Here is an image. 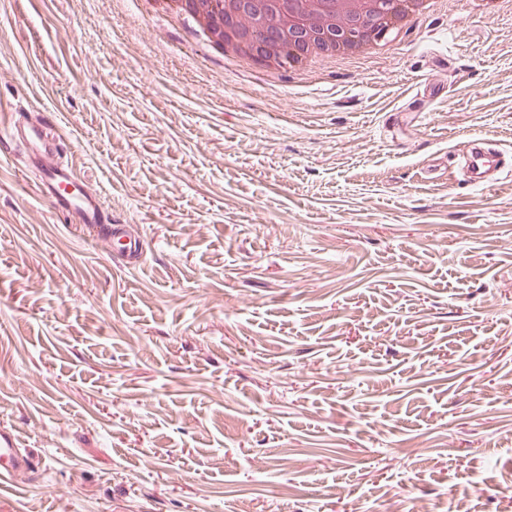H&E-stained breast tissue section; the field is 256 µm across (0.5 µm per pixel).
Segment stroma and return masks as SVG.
<instances>
[{
  "instance_id": "1",
  "label": "stroma",
  "mask_w": 512,
  "mask_h": 512,
  "mask_svg": "<svg viewBox=\"0 0 512 512\" xmlns=\"http://www.w3.org/2000/svg\"><path fill=\"white\" fill-rule=\"evenodd\" d=\"M155 0H0V117L138 232L0 160V512H512V0L267 70ZM48 130H54L58 139L62 138L54 120L53 112H49L42 124H29L15 121L0 138V156L8 150L6 144H13L24 151L28 166L39 172L40 181L37 188L47 199L51 207L59 214L70 219L72 224H80L90 232L89 237L104 246L109 242L115 245L123 239L120 254L124 255L125 264L135 267L140 264L143 253V242L126 234L124 224L112 222L103 211L97 193L90 188L84 179L73 169L58 163L46 161L53 157L57 150V142L49 139ZM490 150L502 158L499 160L495 159V156L491 154ZM499 164V172H502L506 167V162L504 160L503 153L496 149H488V152L483 151L480 148H474V151L471 152V159L466 162L465 166L462 169V179L470 185L474 186H484L489 183L487 178V171L491 167H496ZM16 434L0 430V484L10 483L16 472L29 470L32 460L21 452Z\"/></svg>"
}]
</instances>
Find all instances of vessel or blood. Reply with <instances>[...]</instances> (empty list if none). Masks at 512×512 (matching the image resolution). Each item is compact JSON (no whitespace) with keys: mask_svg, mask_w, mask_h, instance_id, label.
<instances>
[{"mask_svg":"<svg viewBox=\"0 0 512 512\" xmlns=\"http://www.w3.org/2000/svg\"><path fill=\"white\" fill-rule=\"evenodd\" d=\"M55 127V120L51 117L40 124L14 122L1 138L5 146L0 149V156H5V147L9 144L23 150L29 167L40 175L39 192L57 213L88 230L93 241L120 243L126 265H139L143 253L142 242L128 237L124 225L111 221L97 193L73 168L53 162L57 142L49 138L48 132ZM496 164L493 154L474 149L462 169V179L474 186L486 185L487 172ZM31 466L32 461L22 453L15 433L0 430V484L11 482L16 472L30 469Z\"/></svg>","mask_w":512,"mask_h":512,"instance_id":"b4317fda","label":"vessel or blood"}]
</instances>
